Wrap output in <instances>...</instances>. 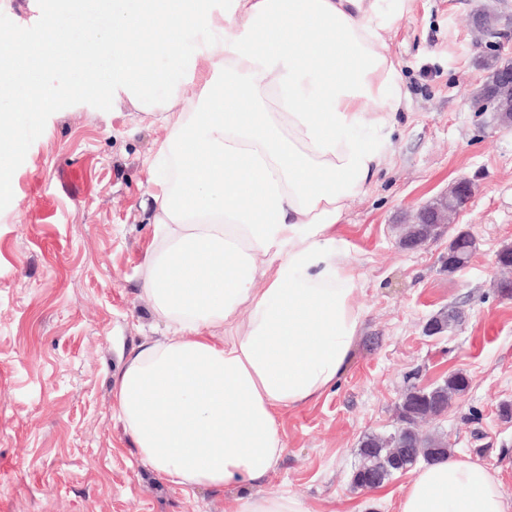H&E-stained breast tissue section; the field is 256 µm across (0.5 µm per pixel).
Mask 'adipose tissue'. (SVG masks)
Listing matches in <instances>:
<instances>
[{
	"label": "adipose tissue",
	"mask_w": 512,
	"mask_h": 512,
	"mask_svg": "<svg viewBox=\"0 0 512 512\" xmlns=\"http://www.w3.org/2000/svg\"><path fill=\"white\" fill-rule=\"evenodd\" d=\"M27 9L0 47V86L18 57L38 73L27 111L105 98L165 130L146 165L154 237L142 295L167 334L133 348L114 407L138 461L189 492L241 488L236 512H306L255 492L284 452L279 415L318 399L350 360L363 314L338 234L381 169L403 76L379 0H114L91 51L68 49L58 13ZM73 70L68 102L50 91ZM26 140L0 113V196ZM399 512H512L495 471L450 454L419 467Z\"/></svg>",
	"instance_id": "obj_1"
}]
</instances>
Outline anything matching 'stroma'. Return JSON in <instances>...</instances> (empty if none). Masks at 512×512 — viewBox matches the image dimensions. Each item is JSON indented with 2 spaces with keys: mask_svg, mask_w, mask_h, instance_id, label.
<instances>
[{
  "mask_svg": "<svg viewBox=\"0 0 512 512\" xmlns=\"http://www.w3.org/2000/svg\"><path fill=\"white\" fill-rule=\"evenodd\" d=\"M480 7L499 15L497 37L472 32ZM385 39L408 108L340 226L362 280V330L340 381L281 414L285 452L258 487L298 497L307 512H397L409 473L386 483L387 501L353 489L361 442L398 429L408 388L456 372L468 390L420 429L498 469L512 498V417L501 412L512 405V297L493 286L495 254L512 246V130L472 100L485 78L478 60L512 41V0H412ZM30 82L0 87V113L28 143L13 161V195L0 198V512H233L240 489L186 494L143 467L112 406L127 354L163 329L141 297L139 266L152 235L145 160L164 131L104 99L49 119L25 111ZM460 178L476 194L455 224L402 249L403 216ZM460 231L476 247L452 274L448 242ZM450 307L461 321L426 335Z\"/></svg>",
  "mask_w": 512,
  "mask_h": 512,
  "instance_id": "stroma-1",
  "label": "stroma"
}]
</instances>
